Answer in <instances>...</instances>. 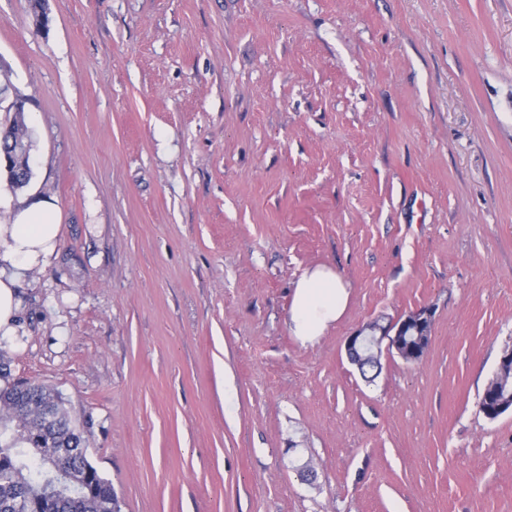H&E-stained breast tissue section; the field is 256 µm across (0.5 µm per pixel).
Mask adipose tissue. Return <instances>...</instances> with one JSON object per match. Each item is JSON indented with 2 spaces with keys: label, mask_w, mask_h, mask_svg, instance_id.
Segmentation results:
<instances>
[{
  "label": "adipose tissue",
  "mask_w": 512,
  "mask_h": 512,
  "mask_svg": "<svg viewBox=\"0 0 512 512\" xmlns=\"http://www.w3.org/2000/svg\"><path fill=\"white\" fill-rule=\"evenodd\" d=\"M61 226L53 203L37 193L17 202L0 222V334L17 333L15 316L21 306L16 287L29 273L45 268L60 241ZM350 293L333 268H306L298 278L288 326L302 344L315 343L345 312Z\"/></svg>",
  "instance_id": "adipose-tissue-1"
}]
</instances>
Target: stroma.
<instances>
[{"mask_svg": "<svg viewBox=\"0 0 512 512\" xmlns=\"http://www.w3.org/2000/svg\"><path fill=\"white\" fill-rule=\"evenodd\" d=\"M0 0L29 189L10 380L61 397L122 512H512V0ZM350 288L302 346L295 283ZM432 311L366 381L364 324ZM314 467L304 483L298 470Z\"/></svg>", "mask_w": 512, "mask_h": 512, "instance_id": "obj_1", "label": "stroma"}]
</instances>
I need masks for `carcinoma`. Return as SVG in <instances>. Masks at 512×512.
<instances>
[{
  "label": "carcinoma",
  "instance_id": "cac0c4a2",
  "mask_svg": "<svg viewBox=\"0 0 512 512\" xmlns=\"http://www.w3.org/2000/svg\"><path fill=\"white\" fill-rule=\"evenodd\" d=\"M12 120L0 127V179L10 189L26 187L31 179L27 156L32 137L25 122L26 101L15 98ZM70 448L60 458L54 452ZM86 440L72 423L59 396L41 384L19 382L0 389V512H120L112 483L96 473L85 495L74 497L58 485L44 482L56 469L83 473Z\"/></svg>",
  "mask_w": 512,
  "mask_h": 512
}]
</instances>
